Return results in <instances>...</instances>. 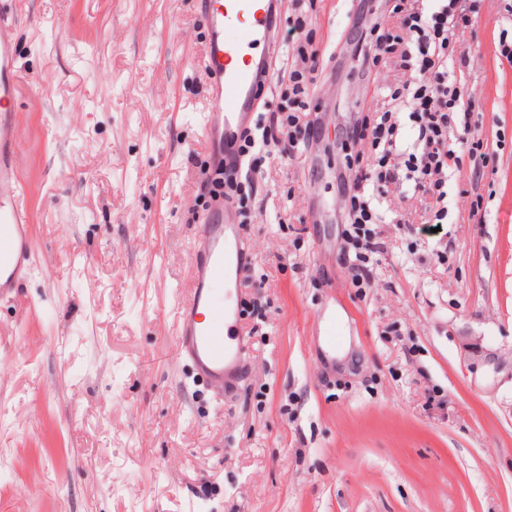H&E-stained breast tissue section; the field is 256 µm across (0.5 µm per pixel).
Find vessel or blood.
Listing matches in <instances>:
<instances>
[{
	"instance_id": "1",
	"label": "vessel or blood",
	"mask_w": 512,
	"mask_h": 512,
	"mask_svg": "<svg viewBox=\"0 0 512 512\" xmlns=\"http://www.w3.org/2000/svg\"><path fill=\"white\" fill-rule=\"evenodd\" d=\"M285 0H198L207 25L200 62L211 109L200 126L213 151L210 169L235 165L241 132L254 117L259 90L274 77L271 63L276 26ZM12 16L0 8V295L17 288L30 251V211L13 157L18 82ZM194 246L199 255L193 288L176 309V339L195 374L227 384L247 354L238 334L237 284L247 262L230 203L216 201L198 218Z\"/></svg>"
}]
</instances>
